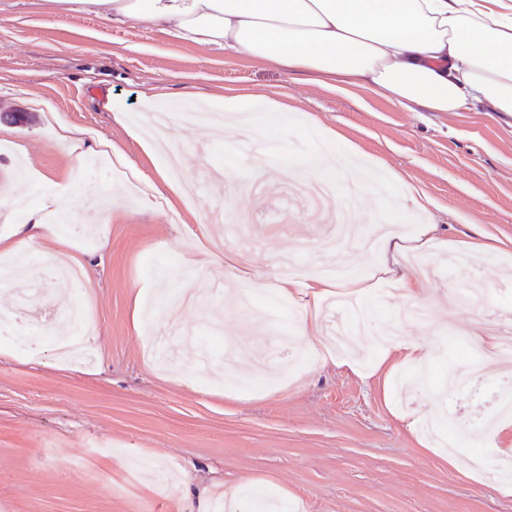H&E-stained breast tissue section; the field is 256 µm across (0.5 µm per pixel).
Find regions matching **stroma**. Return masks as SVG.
Here are the masks:
<instances>
[{"instance_id":"stroma-1","label":"stroma","mask_w":512,"mask_h":512,"mask_svg":"<svg viewBox=\"0 0 512 512\" xmlns=\"http://www.w3.org/2000/svg\"><path fill=\"white\" fill-rule=\"evenodd\" d=\"M207 107L214 94L253 96L285 104L254 135L224 129L211 137L195 118L180 116L168 137L177 166L149 154L129 127L152 107L146 95ZM122 109L115 120L113 106ZM28 112L30 123L0 139V190L18 173L31 178L28 203L54 184H88L112 205L90 212L73 202L75 223L61 228L86 258L89 284L35 281L33 270L0 257L8 287L0 312L18 306L16 290L36 285L27 335L38 336L50 307L86 297L93 309L90 362L54 355L50 345L28 353L0 341V512H199L217 496L257 500L278 512H512V494L488 471L468 477L449 466L447 447L409 428L419 409L464 438L458 458L489 461L512 451V423L484 435L490 396L512 360L490 365L478 387H449L467 368L466 331H486L512 313V124L477 107L467 112H411L366 88L339 90L314 75L292 73L207 49L143 26L116 25L95 15L46 17L39 0H0V114ZM88 132L87 166L78 170L53 143L50 113ZM105 138L122 147L129 166L153 173L155 187L201 180L205 169L246 168L287 151L295 159L354 147L362 168L387 184L395 203L368 193L355 210L365 232L396 231L407 222L437 225L438 242L422 277L426 324L408 337L432 343L425 385L384 377L374 366L384 351L362 339L365 327L392 328L402 308L399 282L375 277L372 251L358 246L353 282L345 284L360 317L345 327L348 347L337 364L316 361L320 348L298 336L302 298L277 295L280 255H293L296 276L331 264L322 245L333 236L314 199L285 173L268 169L259 199L210 192L155 210L114 194L115 171L97 154ZM424 193L426 209L404 201L406 185ZM204 223L211 250L233 254L265 284L226 280L224 269L189 261L188 229ZM250 228L257 242L226 249L229 227ZM485 231L501 250L456 273L453 242ZM199 291L182 320L190 336L175 340L170 358L148 348L168 333L166 320L143 323L165 295Z\"/></svg>"}]
</instances>
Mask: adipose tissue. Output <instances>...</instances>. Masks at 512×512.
<instances>
[{"instance_id":"ef3b65f1","label":"adipose tissue","mask_w":512,"mask_h":512,"mask_svg":"<svg viewBox=\"0 0 512 512\" xmlns=\"http://www.w3.org/2000/svg\"><path fill=\"white\" fill-rule=\"evenodd\" d=\"M50 13L82 14L106 7L110 19L143 24L171 37L284 70L305 71L339 87H367L403 108L461 112L473 106L512 117V0H41ZM230 125L254 133L265 113L281 111L271 101L257 104L244 96L214 103ZM277 166L295 180L335 184L347 163L332 156H310L299 163L287 157ZM73 184L62 183L27 209L22 223L0 234V254L21 247L41 256H66L83 267L80 255L47 217L57 211ZM405 237L383 235L377 268L398 279L407 301L424 290L403 274ZM333 283L321 277L280 281L278 290L303 294L298 334L319 337V309Z\"/></svg>"}]
</instances>
